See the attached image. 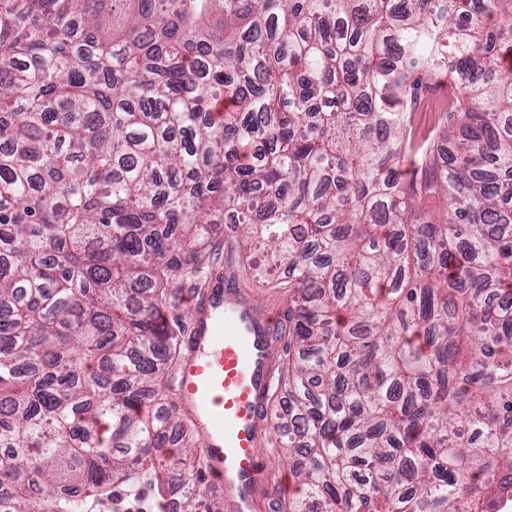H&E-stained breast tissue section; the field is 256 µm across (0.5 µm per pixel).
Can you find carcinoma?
I'll use <instances>...</instances> for the list:
<instances>
[{
    "label": "carcinoma",
    "mask_w": 512,
    "mask_h": 512,
    "mask_svg": "<svg viewBox=\"0 0 512 512\" xmlns=\"http://www.w3.org/2000/svg\"><path fill=\"white\" fill-rule=\"evenodd\" d=\"M1 142L0 512H220L175 380L226 220L288 303L274 512L512 502V0H0ZM420 94L422 105L419 110L421 112L416 114L415 125L423 132L430 130L436 123L439 115L437 104L448 95V88H441L437 84H429L421 89Z\"/></svg>",
    "instance_id": "obj_1"
}]
</instances>
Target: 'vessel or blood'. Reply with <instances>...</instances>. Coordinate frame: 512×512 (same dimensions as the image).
Instances as JSON below:
<instances>
[{"label": "vessel or blood", "mask_w": 512, "mask_h": 512, "mask_svg": "<svg viewBox=\"0 0 512 512\" xmlns=\"http://www.w3.org/2000/svg\"><path fill=\"white\" fill-rule=\"evenodd\" d=\"M275 327L220 276L195 297L177 401L206 444L207 484L228 512H254L268 467L260 455L274 383Z\"/></svg>", "instance_id": "b4317fda"}]
</instances>
